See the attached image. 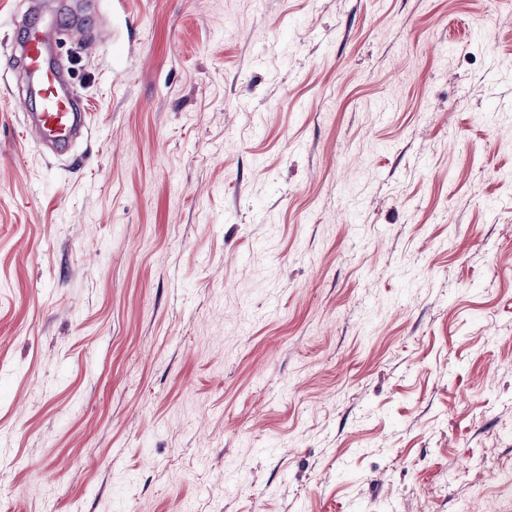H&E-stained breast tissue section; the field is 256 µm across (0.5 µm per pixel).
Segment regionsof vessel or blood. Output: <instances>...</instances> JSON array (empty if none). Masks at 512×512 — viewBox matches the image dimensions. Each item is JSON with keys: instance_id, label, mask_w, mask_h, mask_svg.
<instances>
[{"instance_id": "1", "label": "vessel or blood", "mask_w": 512, "mask_h": 512, "mask_svg": "<svg viewBox=\"0 0 512 512\" xmlns=\"http://www.w3.org/2000/svg\"><path fill=\"white\" fill-rule=\"evenodd\" d=\"M80 29L81 25L76 21L66 25L41 24L28 29L17 43L27 96L39 103V109L31 114L26 129L56 146L67 143L77 132L83 106L64 91V75L49 65L48 51L62 37Z\"/></svg>"}]
</instances>
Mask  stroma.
I'll return each instance as SVG.
<instances>
[{
    "label": "stroma",
    "mask_w": 512,
    "mask_h": 512,
    "mask_svg": "<svg viewBox=\"0 0 512 512\" xmlns=\"http://www.w3.org/2000/svg\"><path fill=\"white\" fill-rule=\"evenodd\" d=\"M0 512H512V0H0ZM77 21L61 25L39 24L27 28L17 43L21 70L27 82L25 102L34 99L39 103L32 113L26 133H35L42 141L55 145L53 152L60 153L59 145L66 144L80 127V115L84 112L82 102L63 90V73L48 63V51L62 36L80 31Z\"/></svg>",
    "instance_id": "35a3bbf8"
}]
</instances>
